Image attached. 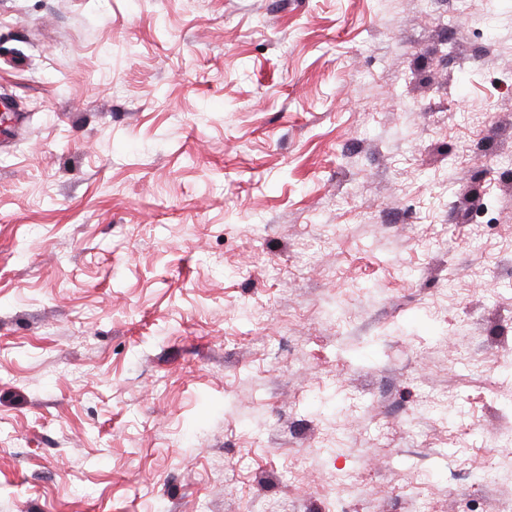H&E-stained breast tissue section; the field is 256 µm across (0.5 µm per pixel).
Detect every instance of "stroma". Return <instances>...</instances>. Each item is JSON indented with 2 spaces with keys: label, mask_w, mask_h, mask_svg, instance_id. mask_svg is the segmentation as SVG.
I'll return each instance as SVG.
<instances>
[{
  "label": "stroma",
  "mask_w": 512,
  "mask_h": 512,
  "mask_svg": "<svg viewBox=\"0 0 512 512\" xmlns=\"http://www.w3.org/2000/svg\"><path fill=\"white\" fill-rule=\"evenodd\" d=\"M0 97V512H501L512 0H0Z\"/></svg>",
  "instance_id": "1"
}]
</instances>
